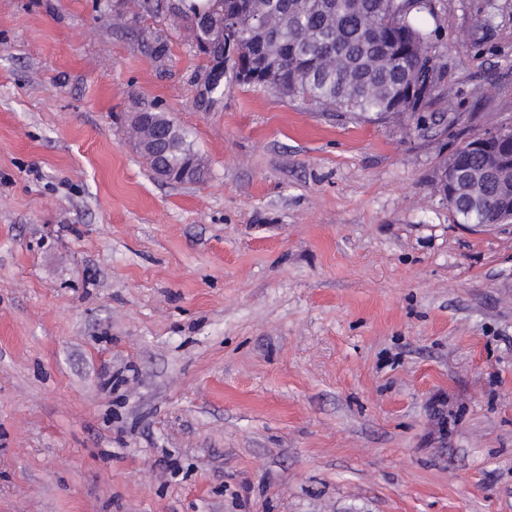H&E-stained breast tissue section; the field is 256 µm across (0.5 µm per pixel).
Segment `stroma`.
<instances>
[{"label": "stroma", "mask_w": 512, "mask_h": 512, "mask_svg": "<svg viewBox=\"0 0 512 512\" xmlns=\"http://www.w3.org/2000/svg\"><path fill=\"white\" fill-rule=\"evenodd\" d=\"M178 2L0 0V512H512V224L436 188L512 124V0H432L441 88L380 121L199 104ZM148 112L151 123L164 130L167 136V151L162 158L166 181L180 184H193L203 181L207 167L200 166L202 157L194 149L190 134L186 128L160 111ZM511 124L501 123L494 125L485 129L483 132L475 134L469 140H467L461 147L457 149L461 150L463 148L467 149H479L486 145L487 142L492 140H502L505 139L506 129H509Z\"/></svg>", "instance_id": "stroma-1"}]
</instances>
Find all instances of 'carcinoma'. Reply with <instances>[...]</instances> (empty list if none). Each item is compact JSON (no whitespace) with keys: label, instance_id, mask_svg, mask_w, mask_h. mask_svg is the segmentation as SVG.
Instances as JSON below:
<instances>
[{"label":"carcinoma","instance_id":"cac0c4a2","mask_svg":"<svg viewBox=\"0 0 512 512\" xmlns=\"http://www.w3.org/2000/svg\"><path fill=\"white\" fill-rule=\"evenodd\" d=\"M234 0H182L181 12L224 18L210 39L229 42L238 56L229 59V80L257 72L244 84L300 99L323 111L350 112L365 119L418 112L440 88L444 63L433 51L434 31L422 22L431 0H250L247 12H233ZM151 123L164 130L165 180L193 184L207 167L186 128L168 113L151 111ZM498 164L512 167V141L488 151L456 152L446 167L478 176L460 182L457 198L466 209L450 206L459 224L488 220V201L503 210L512 203V184L485 173Z\"/></svg>","mask_w":512,"mask_h":512}]
</instances>
